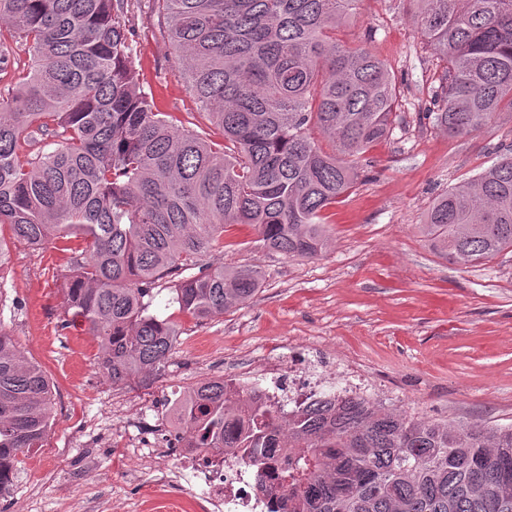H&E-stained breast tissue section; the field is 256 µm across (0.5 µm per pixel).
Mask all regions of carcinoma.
Returning a JSON list of instances; mask_svg holds the SVG:
<instances>
[{
  "label": "carcinoma",
  "mask_w": 512,
  "mask_h": 512,
  "mask_svg": "<svg viewBox=\"0 0 512 512\" xmlns=\"http://www.w3.org/2000/svg\"><path fill=\"white\" fill-rule=\"evenodd\" d=\"M129 0H0V224L39 249L76 237L67 306L100 341L112 383L158 373L177 332L152 309L157 281L198 270L172 303L203 321L252 299L255 266L204 265L224 226L314 259L322 212L362 181L358 159L393 129L400 89L367 46L336 27L361 0H150L166 19L192 96L220 143L154 110L136 75ZM437 55L434 124L463 138L512 111V0H409ZM27 46V72L13 44ZM448 261L512 251V149L439 194L422 224ZM52 385L0 327V491L42 447ZM205 452L243 450L258 488L280 451L279 411L226 432L224 380L175 400ZM512 425L420 421L355 398L288 418V454L268 512H512Z\"/></svg>",
  "instance_id": "cac0c4a2"
}]
</instances>
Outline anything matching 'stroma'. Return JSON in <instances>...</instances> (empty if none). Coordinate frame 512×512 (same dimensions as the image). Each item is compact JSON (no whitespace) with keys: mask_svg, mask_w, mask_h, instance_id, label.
Here are the masks:
<instances>
[{"mask_svg":"<svg viewBox=\"0 0 512 512\" xmlns=\"http://www.w3.org/2000/svg\"><path fill=\"white\" fill-rule=\"evenodd\" d=\"M138 79L157 111L219 139L186 87L164 19L147 0L132 6ZM339 36L368 45L401 91L394 130L365 154V179L324 212L332 243L320 257L291 258L256 246L227 226L209 264L254 265L258 293L198 322L171 303L172 272L153 307L171 318L177 343L164 370L115 385L98 365L99 346L65 304L70 253L58 240L36 250L0 229L9 259L0 267V327L55 385L51 428L23 457L0 512H164L195 488L162 481L179 465L175 448L141 458L126 442V407L171 420L177 393L223 376L239 358L283 360L317 351L356 363L395 407L423 420L512 424V252L476 265L449 263L420 225L435 196L493 165L512 147V112L465 138L429 117L437 60L409 0H362Z\"/></svg>","mask_w":512,"mask_h":512,"instance_id":"obj_1","label":"stroma"}]
</instances>
